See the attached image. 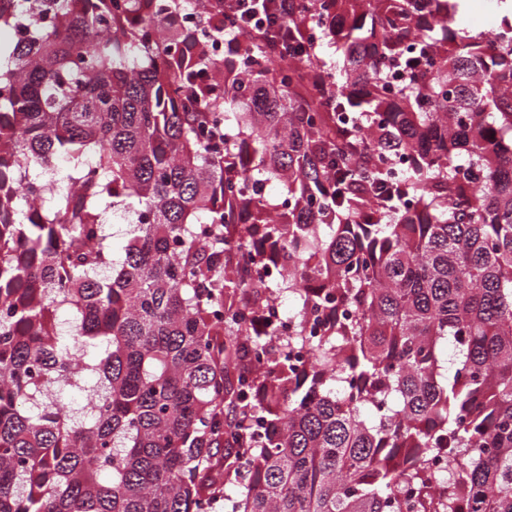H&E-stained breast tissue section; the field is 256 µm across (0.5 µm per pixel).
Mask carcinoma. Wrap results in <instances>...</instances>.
<instances>
[{"instance_id":"obj_1","label":"carcinoma","mask_w":512,"mask_h":512,"mask_svg":"<svg viewBox=\"0 0 512 512\" xmlns=\"http://www.w3.org/2000/svg\"><path fill=\"white\" fill-rule=\"evenodd\" d=\"M185 2L0 0V512H512V0H296L230 67ZM496 17V0H468L455 23L466 30L487 31L495 25Z\"/></svg>"}]
</instances>
